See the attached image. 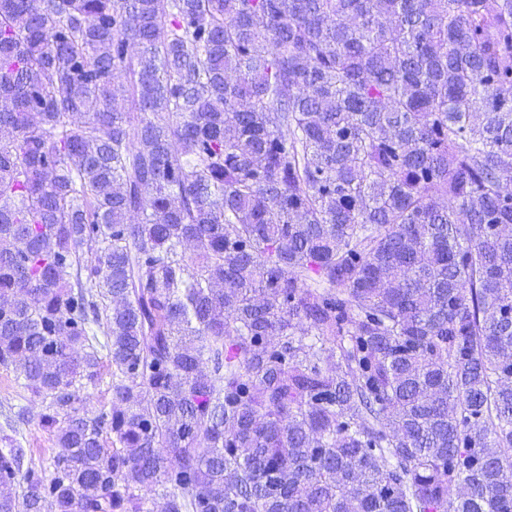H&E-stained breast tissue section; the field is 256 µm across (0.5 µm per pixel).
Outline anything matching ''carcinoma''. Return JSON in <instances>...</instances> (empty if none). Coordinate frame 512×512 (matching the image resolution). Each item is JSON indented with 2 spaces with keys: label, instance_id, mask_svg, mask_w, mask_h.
I'll return each instance as SVG.
<instances>
[{
  "label": "carcinoma",
  "instance_id": "obj_1",
  "mask_svg": "<svg viewBox=\"0 0 512 512\" xmlns=\"http://www.w3.org/2000/svg\"><path fill=\"white\" fill-rule=\"evenodd\" d=\"M0 98V512H512V0H0ZM99 356L101 357L99 380L95 384H87L81 391V395L86 398L87 407L93 411L108 405L109 386L112 381V366L106 357V351L99 348ZM7 408L8 406H23L26 409V421L20 423L19 438L23 447L27 448L28 453L37 465H41L47 470L53 463L54 437L50 432L45 431L39 426V415L44 411L45 403L33 398L24 390L16 380L15 373L6 371L0 367V403Z\"/></svg>",
  "mask_w": 512,
  "mask_h": 512
}]
</instances>
